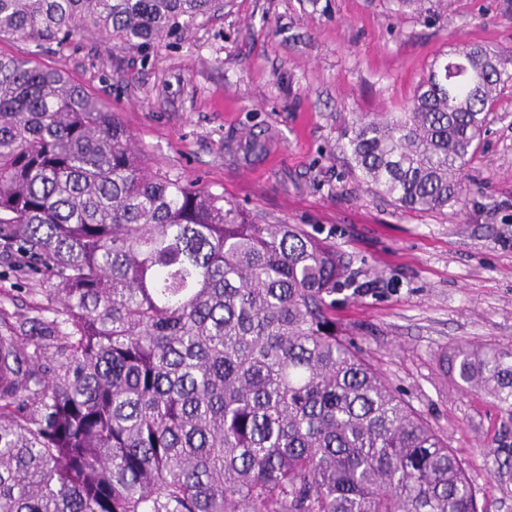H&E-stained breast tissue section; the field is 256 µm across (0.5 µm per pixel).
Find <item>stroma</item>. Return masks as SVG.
I'll use <instances>...</instances> for the list:
<instances>
[{"instance_id":"1","label":"stroma","mask_w":512,"mask_h":512,"mask_svg":"<svg viewBox=\"0 0 512 512\" xmlns=\"http://www.w3.org/2000/svg\"><path fill=\"white\" fill-rule=\"evenodd\" d=\"M507 59L512 0H226L148 59L81 30L64 45L0 38L117 112L141 163L224 194L262 224H299L346 259L334 315L464 460L479 512H512V419L440 366L461 343L512 346V82L466 169L464 205L399 208L346 149L361 115L397 112L459 44ZM261 150H252V142ZM43 282L0 251V311L40 325Z\"/></svg>"}]
</instances>
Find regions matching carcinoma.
Masks as SVG:
<instances>
[{"instance_id":"cac0c4a2","label":"carcinoma","mask_w":512,"mask_h":512,"mask_svg":"<svg viewBox=\"0 0 512 512\" xmlns=\"http://www.w3.org/2000/svg\"><path fill=\"white\" fill-rule=\"evenodd\" d=\"M224 0H0V37L143 51ZM500 57L435 60L347 148L400 208L465 201ZM0 243L46 277L52 339L0 333V512H478L448 440L336 327L345 268L297 224L142 167L117 113L0 55ZM444 368L512 418V347Z\"/></svg>"}]
</instances>
